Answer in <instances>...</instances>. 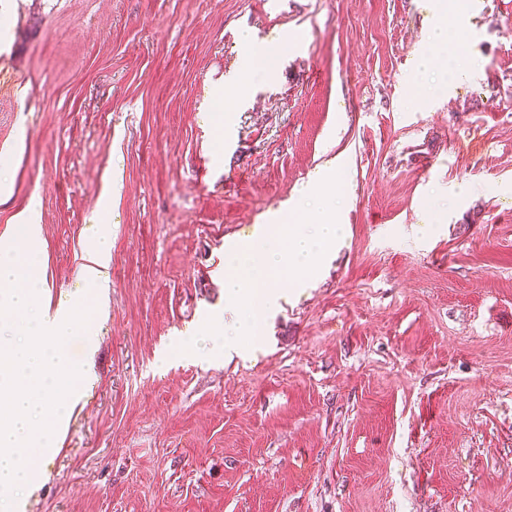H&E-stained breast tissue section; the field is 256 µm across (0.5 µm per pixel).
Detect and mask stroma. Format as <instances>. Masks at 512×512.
<instances>
[{"label":"stroma","instance_id":"stroma-1","mask_svg":"<svg viewBox=\"0 0 512 512\" xmlns=\"http://www.w3.org/2000/svg\"><path fill=\"white\" fill-rule=\"evenodd\" d=\"M474 5L458 83L432 0H0V237L36 207L43 306L112 241L20 512H512V0ZM246 29L288 47L220 139ZM332 160L322 277L262 349L169 356L236 320L225 244Z\"/></svg>","mask_w":512,"mask_h":512}]
</instances>
